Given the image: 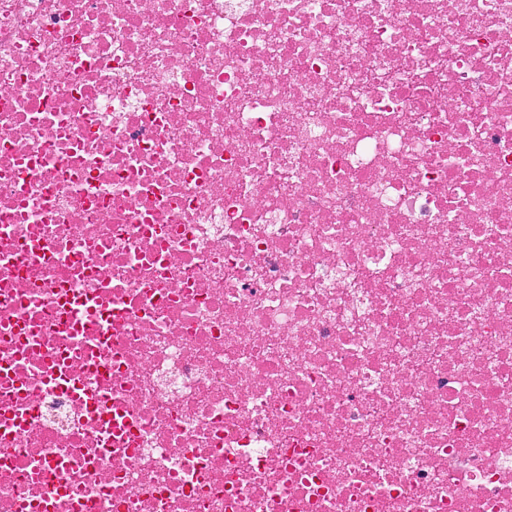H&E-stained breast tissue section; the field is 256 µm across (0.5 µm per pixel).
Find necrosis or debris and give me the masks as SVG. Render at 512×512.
<instances>
[{
	"label": "necrosis or debris",
	"mask_w": 512,
	"mask_h": 512,
	"mask_svg": "<svg viewBox=\"0 0 512 512\" xmlns=\"http://www.w3.org/2000/svg\"><path fill=\"white\" fill-rule=\"evenodd\" d=\"M0 512H512V0H0Z\"/></svg>",
	"instance_id": "necrosis-or-debris-1"
}]
</instances>
